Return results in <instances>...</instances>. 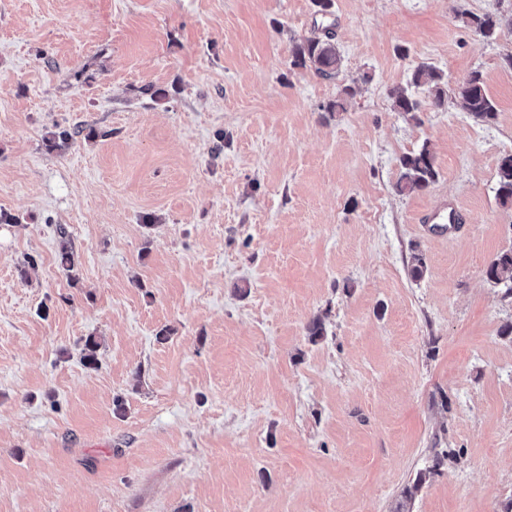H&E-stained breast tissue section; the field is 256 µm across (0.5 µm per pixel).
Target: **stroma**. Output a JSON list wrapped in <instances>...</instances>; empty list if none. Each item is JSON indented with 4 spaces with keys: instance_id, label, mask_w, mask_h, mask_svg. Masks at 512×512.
Returning a JSON list of instances; mask_svg holds the SVG:
<instances>
[{
    "instance_id": "35a3bbf8",
    "label": "stroma",
    "mask_w": 512,
    "mask_h": 512,
    "mask_svg": "<svg viewBox=\"0 0 512 512\" xmlns=\"http://www.w3.org/2000/svg\"><path fill=\"white\" fill-rule=\"evenodd\" d=\"M332 12L325 79L290 64L314 0H0V512L512 506V0ZM421 64L496 118L395 111ZM463 22L467 27L472 28L476 34L486 41H493L497 38L499 23L492 15L471 14ZM454 98L459 100L461 109L475 120L489 122L497 116L495 102L487 93L478 71L471 72L467 79L457 84ZM400 177L396 188L399 193H414L427 189L438 177L434 156L428 145L400 158ZM497 196L504 206H512V154L500 159L497 170ZM461 220L455 203L446 196L437 199L419 217L420 224H460ZM486 277L496 284L511 282L509 290L512 292V251L498 255L488 266Z\"/></svg>"
}]
</instances>
